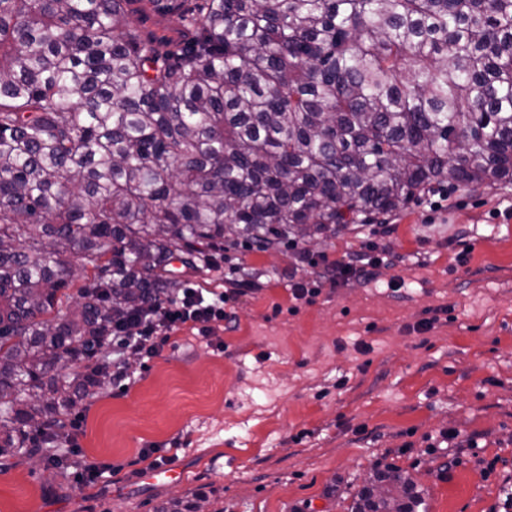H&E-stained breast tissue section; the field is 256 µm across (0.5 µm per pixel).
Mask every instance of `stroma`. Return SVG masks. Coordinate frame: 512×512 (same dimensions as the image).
I'll list each match as a JSON object with an SVG mask.
<instances>
[{
  "instance_id": "obj_1",
  "label": "stroma",
  "mask_w": 512,
  "mask_h": 512,
  "mask_svg": "<svg viewBox=\"0 0 512 512\" xmlns=\"http://www.w3.org/2000/svg\"><path fill=\"white\" fill-rule=\"evenodd\" d=\"M512 185L452 189L393 215L394 231L349 224L305 245L225 244L224 280L258 290L228 302L223 350L190 329L139 381L81 411L77 442L119 473L85 494L33 458L0 464V512H155L207 496L205 512H350L365 478L412 475L428 512H503L512 489ZM406 257L405 284L323 287L289 279L367 241ZM433 320L431 329L418 325ZM176 448L183 479L132 481L142 448Z\"/></svg>"
}]
</instances>
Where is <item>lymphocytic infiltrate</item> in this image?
<instances>
[{"instance_id":"lymphocytic-infiltrate-1","label":"lymphocytic infiltrate","mask_w":512,"mask_h":512,"mask_svg":"<svg viewBox=\"0 0 512 512\" xmlns=\"http://www.w3.org/2000/svg\"><path fill=\"white\" fill-rule=\"evenodd\" d=\"M399 256L376 252L374 247L358 249L342 260L324 266L315 280L291 283L292 295L298 300H311L319 295L324 285H338L340 279L352 277L357 283L370 285L378 282L381 268L398 266ZM238 293L236 287L211 288L194 281H185L157 305L142 303L123 318L109 322L112 332V379L124 386L136 384L137 378L126 364L127 356L142 359L160 356L172 336L185 328L196 330L198 337L214 341L216 350H223V342L216 334L223 328L228 316L225 305ZM66 446L69 455L65 462L74 471V487L82 491L105 476L118 473L116 465L89 462L81 455L76 435L81 427L76 415L65 421Z\"/></svg>"}]
</instances>
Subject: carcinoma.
<instances>
[{"label": "carcinoma", "mask_w": 512, "mask_h": 512, "mask_svg": "<svg viewBox=\"0 0 512 512\" xmlns=\"http://www.w3.org/2000/svg\"><path fill=\"white\" fill-rule=\"evenodd\" d=\"M501 184L512 0H0V459L61 446L112 383L106 321L224 225L268 248ZM373 483L352 512H426L400 470Z\"/></svg>", "instance_id": "1"}]
</instances>
